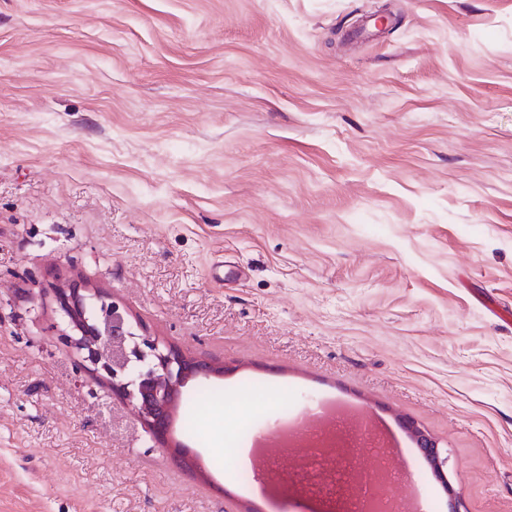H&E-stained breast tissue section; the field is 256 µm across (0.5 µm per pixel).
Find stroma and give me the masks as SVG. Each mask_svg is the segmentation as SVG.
I'll return each mask as SVG.
<instances>
[{
    "mask_svg": "<svg viewBox=\"0 0 512 512\" xmlns=\"http://www.w3.org/2000/svg\"><path fill=\"white\" fill-rule=\"evenodd\" d=\"M70 283L223 367L200 471L60 342ZM508 310L512 0H0V512H323L238 451L325 398L394 499L512 512ZM416 441L424 452V455L434 471L439 475H444V468L448 467V454L444 455L436 440L425 435L421 430H414Z\"/></svg>",
    "mask_w": 512,
    "mask_h": 512,
    "instance_id": "1",
    "label": "stroma"
}]
</instances>
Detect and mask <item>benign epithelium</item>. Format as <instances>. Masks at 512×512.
<instances>
[{
  "instance_id": "1",
  "label": "benign epithelium",
  "mask_w": 512,
  "mask_h": 512,
  "mask_svg": "<svg viewBox=\"0 0 512 512\" xmlns=\"http://www.w3.org/2000/svg\"><path fill=\"white\" fill-rule=\"evenodd\" d=\"M56 301L66 318L59 340L107 380L112 394L133 406L156 441L166 442L168 422L188 381L223 372L207 358L186 357L170 344L136 333L126 309L96 289L58 288ZM414 435L434 471L443 474L448 455L423 431L416 429Z\"/></svg>"
}]
</instances>
